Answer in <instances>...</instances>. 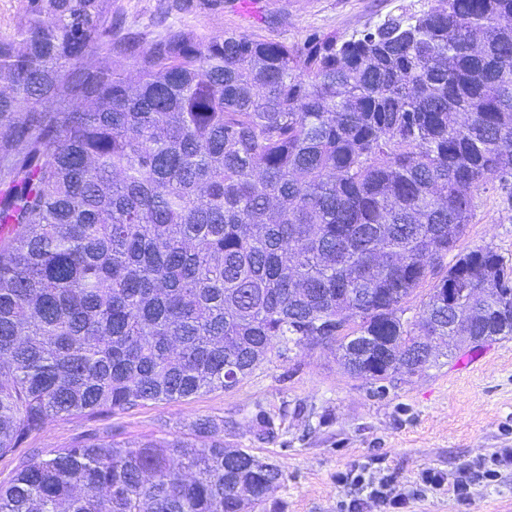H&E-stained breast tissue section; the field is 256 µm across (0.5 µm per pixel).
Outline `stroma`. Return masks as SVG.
Here are the masks:
<instances>
[{
	"mask_svg": "<svg viewBox=\"0 0 512 512\" xmlns=\"http://www.w3.org/2000/svg\"><path fill=\"white\" fill-rule=\"evenodd\" d=\"M241 0H112L119 33L153 39L168 27L203 36L247 34L281 43L316 33H344L427 0H258V18ZM472 224L457 244L464 252L490 245L512 261V202L497 182L476 199ZM274 416L278 437L255 441L251 418ZM224 419V439L277 464L284 480L256 512H349L356 486L340 474L363 475L409 499L404 512H512V337L463 349L444 365L426 367L384 386L344 374L328 349L296 348L271 357L230 391L202 393L179 402L145 403L124 410L54 418L42 431L0 456V482L23 460L107 436L124 442L182 433L198 416ZM498 478L481 472L491 456ZM443 479L425 486V470ZM469 476L466 501L452 492Z\"/></svg>",
	"mask_w": 512,
	"mask_h": 512,
	"instance_id": "35a3bbf8",
	"label": "stroma"
}]
</instances>
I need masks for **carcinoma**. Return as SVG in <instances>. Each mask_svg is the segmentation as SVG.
I'll use <instances>...</instances> for the list:
<instances>
[{
	"label": "carcinoma",
	"instance_id": "carcinoma-1",
	"mask_svg": "<svg viewBox=\"0 0 512 512\" xmlns=\"http://www.w3.org/2000/svg\"><path fill=\"white\" fill-rule=\"evenodd\" d=\"M116 29L112 0H27L0 37V453L51 417L233 389L293 346L381 382L439 340L512 337V265L448 259L480 185L512 200V0L288 45ZM253 457L200 416L24 461L0 512H254L284 473Z\"/></svg>",
	"mask_w": 512,
	"mask_h": 512
}]
</instances>
